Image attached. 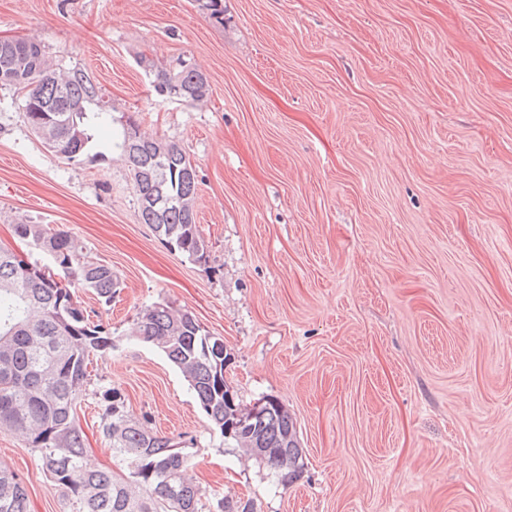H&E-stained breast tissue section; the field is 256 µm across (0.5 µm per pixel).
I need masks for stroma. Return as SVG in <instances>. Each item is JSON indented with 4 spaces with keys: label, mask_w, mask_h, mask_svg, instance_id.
Segmentation results:
<instances>
[{
    "label": "stroma",
    "mask_w": 512,
    "mask_h": 512,
    "mask_svg": "<svg viewBox=\"0 0 512 512\" xmlns=\"http://www.w3.org/2000/svg\"><path fill=\"white\" fill-rule=\"evenodd\" d=\"M80 64L115 115L180 142L208 264L142 224L118 158L68 163L0 89V241L68 230L120 286L98 311L77 408L99 463L101 394L193 454V478L257 512H512V0H0V38ZM196 63L201 105L157 101L136 61ZM192 311L244 405L272 396L306 458L288 486L211 425L138 310ZM0 464L30 512H69L27 438Z\"/></svg>",
    "instance_id": "obj_1"
}]
</instances>
